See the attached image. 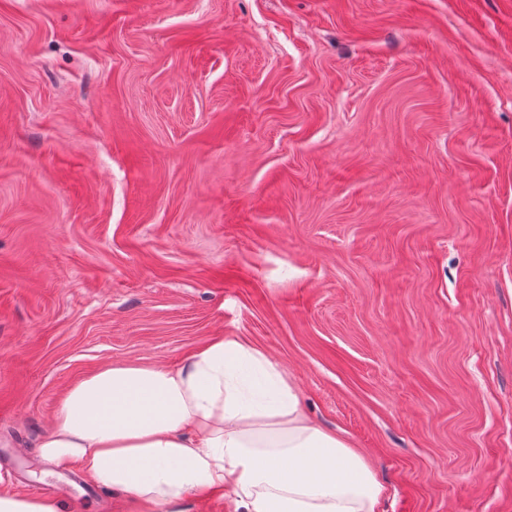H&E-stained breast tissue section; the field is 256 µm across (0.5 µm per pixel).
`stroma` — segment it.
Returning <instances> with one entry per match:
<instances>
[{
    "label": "stroma",
    "mask_w": 512,
    "mask_h": 512,
    "mask_svg": "<svg viewBox=\"0 0 512 512\" xmlns=\"http://www.w3.org/2000/svg\"><path fill=\"white\" fill-rule=\"evenodd\" d=\"M233 338L381 512H512V0H0V493L108 363Z\"/></svg>",
    "instance_id": "stroma-1"
}]
</instances>
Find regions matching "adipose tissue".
<instances>
[{"instance_id": "ef3b65f1", "label": "adipose tissue", "mask_w": 512, "mask_h": 512, "mask_svg": "<svg viewBox=\"0 0 512 512\" xmlns=\"http://www.w3.org/2000/svg\"><path fill=\"white\" fill-rule=\"evenodd\" d=\"M143 512L229 492L234 512H379L364 456L304 413L262 350L216 340L181 365L107 364L73 384L40 445Z\"/></svg>"}]
</instances>
